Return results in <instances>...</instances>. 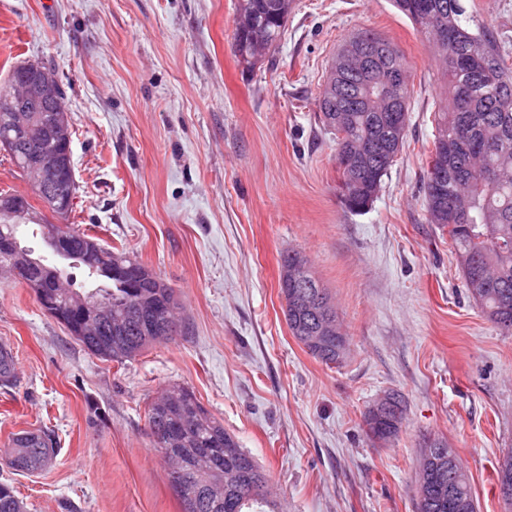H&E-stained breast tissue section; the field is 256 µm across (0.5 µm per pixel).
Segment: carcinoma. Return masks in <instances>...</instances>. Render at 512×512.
<instances>
[{
    "instance_id": "1",
    "label": "carcinoma",
    "mask_w": 512,
    "mask_h": 512,
    "mask_svg": "<svg viewBox=\"0 0 512 512\" xmlns=\"http://www.w3.org/2000/svg\"><path fill=\"white\" fill-rule=\"evenodd\" d=\"M278 0H243L237 10L245 22L234 30L236 54L244 69L255 68L254 58L266 55L280 41L285 25L279 22L275 8ZM406 17L439 50L443 63L445 105L436 119L437 137L448 138V153L442 170L426 168L424 197L426 222L448 232L464 283L471 297L480 305L489 321L500 331L512 335V41L487 27L466 0H391ZM383 75L375 72L373 84L355 76L347 77L341 93L320 96L318 119L327 133L336 136L338 152L352 153L356 144L376 139L386 151L398 157L409 126L410 90L400 91L399 112L404 114L401 127H396L383 111L385 96L379 90ZM343 118L346 136H337V118ZM15 126L43 128L41 142L58 153L66 150L72 140L58 139L44 129L48 112H0V133L3 121ZM394 161L353 158L349 169L339 174L346 187L345 207L362 212L370 207L393 166ZM444 174L443 197L456 200L475 215V229L453 224L448 211H438L429 189L438 173ZM33 209L28 203L18 209L0 207V244L19 241L20 223ZM39 233L44 242L53 234L68 238L71 252L68 259L77 262L86 276L93 274L112 281L110 288L94 292L112 301V318L122 317L135 299L148 300L161 307L155 333L148 336L137 324L127 323L126 338L112 345L109 359L130 360L147 346L168 342L165 324L178 322L181 309L174 288L125 251L101 246L94 237L73 224H41ZM88 251L99 253V264L86 265L82 256ZM54 275L67 280L64 269L39 255L19 273L27 287L38 291L42 279ZM312 284L308 292L321 296L329 311L334 305L327 290L311 275L307 259L297 251L283 254L279 280L280 293L288 295L291 283ZM288 328L314 358L326 365L336 364L344 356L346 336L326 331L330 323L322 317L301 309L285 308ZM65 327L85 349L101 355L87 335V324L75 313ZM330 336L321 345H312V336ZM16 381L14 359L10 350L0 345V386L10 387ZM185 388L174 386L156 397L148 410V421L173 425L182 419L176 401ZM11 451L6 464L13 471L30 474L42 459L55 452L56 441L49 430L21 431L9 440ZM182 467L168 470V480L181 485L178 500L181 512H225L216 508V501L236 512H276L269 499V478L259 463L242 448L224 424L204 406L190 412L185 428L176 443ZM203 448H235L227 458L209 457ZM235 471L255 485L250 495L230 487L229 471ZM417 478H435L436 488L430 496L417 500L416 512H450L448 481H453L461 498L468 501L470 512H476L472 487L460 463L448 468V441L434 437L423 441ZM0 512H24L23 502L12 486L0 484Z\"/></svg>"
}]
</instances>
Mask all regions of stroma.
<instances>
[{
	"label": "stroma",
	"mask_w": 512,
	"mask_h": 512,
	"mask_svg": "<svg viewBox=\"0 0 512 512\" xmlns=\"http://www.w3.org/2000/svg\"><path fill=\"white\" fill-rule=\"evenodd\" d=\"M237 0H0V82L54 65L75 130L70 223L134 255L178 292L185 336L117 363L84 349L24 284L0 276V483L25 512H181L147 411L182 385L270 477L279 512H416L424 439L442 437L477 512H507L495 468L512 449V336L464 286L446 233L425 220L426 158L441 105L433 48L390 0H295L270 56L234 53ZM360 29L407 64L406 141L371 207L336 194V140L318 100L341 41ZM295 249L347 336L313 358L283 314L280 259ZM401 394L386 442L362 413ZM54 431L34 475L3 459L10 437Z\"/></svg>",
	"instance_id": "obj_1"
}]
</instances>
